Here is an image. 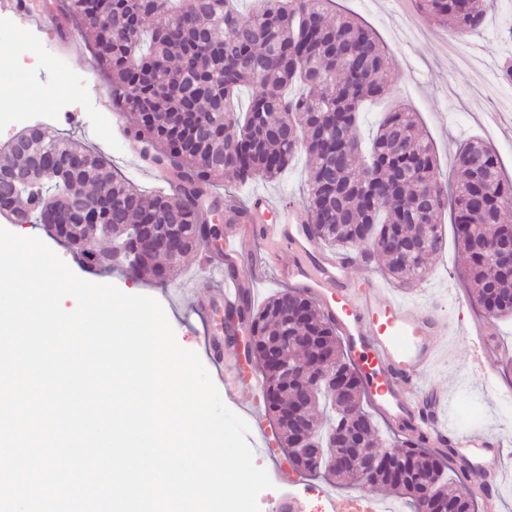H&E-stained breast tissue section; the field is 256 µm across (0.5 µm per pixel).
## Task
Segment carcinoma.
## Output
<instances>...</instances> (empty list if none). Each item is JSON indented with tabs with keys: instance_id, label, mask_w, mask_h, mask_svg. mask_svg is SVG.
<instances>
[{
	"instance_id": "cac0c4a2",
	"label": "carcinoma",
	"mask_w": 512,
	"mask_h": 512,
	"mask_svg": "<svg viewBox=\"0 0 512 512\" xmlns=\"http://www.w3.org/2000/svg\"><path fill=\"white\" fill-rule=\"evenodd\" d=\"M235 0H66L65 14L91 40L112 80V106L130 114L127 133L152 150L154 167L171 174L176 196H147L107 170L104 158L73 140L35 132L24 150L0 153L3 191L25 185L34 160L63 173L51 198L26 194V209L9 201L19 223L33 217L50 227L70 224L83 233L89 214L111 234L138 251L127 273L165 283L178 275L187 253L202 247L213 230L202 218L200 201L224 178L245 183L278 178L299 155L309 168L304 207L306 232L330 247L354 246L381 258L385 272L401 285L418 283L431 260L445 249L440 218L453 214L454 234L471 282V298L486 316H512V268L495 262L490 251L512 236L504 212L512 208V179L505 176L492 147L481 140L459 151L451 183L441 182L432 143L416 118L397 105L383 119L369 152L357 132L367 101L389 93L392 64L375 32L350 17L331 12L332 0H256L243 18ZM417 9L458 37L481 27L488 0H415ZM252 91L240 113L241 88ZM429 197L418 227L415 201ZM176 224L180 252L134 237L138 224ZM90 269H97L96 240L67 238ZM250 335L245 349L263 375V401L277 425L276 441L291 463L306 469L298 452L302 430L354 433L356 448L374 454L379 437L361 407L366 394L362 373L343 353L336 324L300 291L277 294L259 308L243 297L237 315ZM311 336L316 352L270 356L281 335ZM346 383L307 389L305 378L330 367ZM401 480L381 467L369 477L409 503L411 512H477L480 495L468 487L448 489L451 452L424 448L407 436L390 446ZM428 480L423 500L419 479Z\"/></svg>"
}]
</instances>
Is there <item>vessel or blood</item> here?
<instances>
[{
    "label": "vessel or blood",
    "mask_w": 512,
    "mask_h": 512,
    "mask_svg": "<svg viewBox=\"0 0 512 512\" xmlns=\"http://www.w3.org/2000/svg\"><path fill=\"white\" fill-rule=\"evenodd\" d=\"M0 12L54 23L36 0H0ZM304 223V216L292 208L264 196L254 199L249 214L234 218L225 231L219 254H203V266L219 272L221 282L210 288L199 308L206 311L218 304L235 310L257 275L273 268L279 281L315 298L335 322L352 360L368 378L366 390L377 411L403 422L428 447L452 446L462 463V482L479 489L487 507H494L504 458L501 439L478 428L460 433L443 428L436 409L445 394L434 392V407L428 411L414 395L436 357L433 337L450 329L447 316L436 306L418 310L402 304L369 276L359 290H351L346 284L350 258L322 250ZM254 240L264 241L268 249L256 255L248 273H239L238 259ZM283 253L288 256L284 262L279 259Z\"/></svg>",
    "instance_id": "1"
}]
</instances>
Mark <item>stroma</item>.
Wrapping results in <instances>:
<instances>
[{
  "mask_svg": "<svg viewBox=\"0 0 512 512\" xmlns=\"http://www.w3.org/2000/svg\"><path fill=\"white\" fill-rule=\"evenodd\" d=\"M483 28L466 37L453 39L446 28L429 24L417 11L414 0H335L337 12L371 26L392 59L390 96L408 104L417 113L437 153L443 177L456 168L461 140L475 135L496 150L504 172L512 176V138L500 125L512 123V82L502 81L500 68L512 61V0H490ZM0 77L13 81L19 93L0 97V110L30 114L33 124L45 134L79 141L106 157L114 174L129 178L145 194L165 191L163 181L136 157L137 141L124 127L114 126L112 113L101 107L99 97L108 95L109 78L96 65L94 51L84 38L70 44L59 42L52 28H37L20 18L0 16ZM498 114L500 125L489 124ZM304 157H297L280 179L239 184L222 181L218 193L236 196L249 203L258 193L279 203L299 204L306 191ZM446 248L433 259L428 277L413 286H402L381 270L378 259L353 266L347 276L358 285L372 275L398 301L417 308L437 303L448 318L461 324L483 322L478 306L457 312L455 301H468L470 284L465 265L458 255L450 215H443ZM40 238L82 279L115 285L126 294H142L162 305L174 329L178 344L196 352L232 411L245 415L247 390L237 387L243 343L235 341L222 349L204 344L205 326H219L220 316L203 323L194 303L205 286L217 284V277L204 269L198 254L189 255L178 276L164 284L149 277L130 278L120 271L100 272L84 268L75 255L44 225L28 224ZM438 359L425 374L424 388L445 392L448 400L438 411L447 428L458 431L464 419L498 435L505 444L503 480L499 487V512H512V422L503 419L512 411V397L500 395V388L512 387V371L487 374L474 358L469 337L460 332L436 337ZM310 487L305 512H324L325 493L336 497H372L387 503L390 512H408L402 497L383 489L365 490L308 475Z\"/></svg>",
  "mask_w": 512,
  "mask_h": 512,
  "instance_id": "35a3bbf8",
  "label": "stroma"
}]
</instances>
